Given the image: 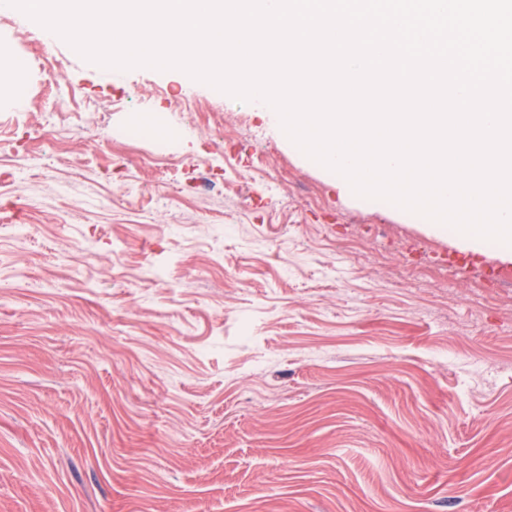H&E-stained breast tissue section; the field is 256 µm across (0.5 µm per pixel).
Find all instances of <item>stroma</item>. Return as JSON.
<instances>
[{
	"instance_id": "1",
	"label": "stroma",
	"mask_w": 512,
	"mask_h": 512,
	"mask_svg": "<svg viewBox=\"0 0 512 512\" xmlns=\"http://www.w3.org/2000/svg\"><path fill=\"white\" fill-rule=\"evenodd\" d=\"M1 43L0 512H512L496 243L182 71Z\"/></svg>"
}]
</instances>
